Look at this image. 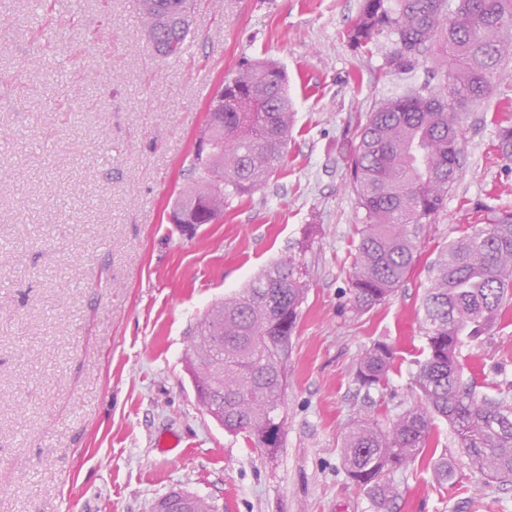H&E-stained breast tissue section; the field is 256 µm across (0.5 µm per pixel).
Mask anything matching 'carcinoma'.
I'll list each match as a JSON object with an SVG mask.
<instances>
[{"label":"carcinoma","mask_w":512,"mask_h":512,"mask_svg":"<svg viewBox=\"0 0 512 512\" xmlns=\"http://www.w3.org/2000/svg\"><path fill=\"white\" fill-rule=\"evenodd\" d=\"M185 0H139L148 47L182 53L190 33ZM384 36L395 45L387 68L408 75L432 62L437 84L409 85L376 103L349 156V186L362 212L351 310L386 301L415 266L418 229L440 212L460 171L462 111L483 103L512 58V0H363L348 40L363 47ZM294 110L284 70L255 60L224 79V128L208 122L200 140L228 148L203 161L193 154L192 186L178 197L193 219L211 224L224 206L251 194L283 166ZM496 149L512 161V115L496 120ZM480 229L455 238L431 262L424 299V359L412 388L417 401L383 428L362 418L344 441L348 477L380 506L397 497L391 475L429 447L434 418L448 421L470 468L488 481H512V396L488 397L463 379L468 341L486 336L512 307V211H492ZM294 256L266 267L242 292L209 310L192 329L190 373L199 402L232 434L268 456L286 426L288 351L306 293ZM394 351L376 342L357 362L367 389L386 381Z\"/></svg>","instance_id":"cac0c4a2"}]
</instances>
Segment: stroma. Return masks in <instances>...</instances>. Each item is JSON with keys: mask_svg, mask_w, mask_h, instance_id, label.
Instances as JSON below:
<instances>
[{"mask_svg": "<svg viewBox=\"0 0 512 512\" xmlns=\"http://www.w3.org/2000/svg\"><path fill=\"white\" fill-rule=\"evenodd\" d=\"M362 0H195L181 56L148 51L135 0H0V512H152L178 488L216 512H380L343 466L355 421L415 402L427 267L479 209L512 210L495 116L512 73L464 112L460 178L422 225L418 262L386 302L350 309L361 214L347 161L375 103L427 74L387 72L394 45L354 47ZM288 74L283 168L217 223L168 220L190 185L209 99L247 60ZM299 254L307 294L292 338L288 429L267 457L218 426L186 370L189 330L269 264ZM395 350L383 385L356 363ZM494 397L512 386V319L462 349ZM177 435L182 454H162ZM394 475L387 512H512V484L471 472L447 422ZM453 479H441L437 461ZM394 351L384 342H375L357 362L356 380L367 389L384 384L394 363Z\"/></svg>", "mask_w": 512, "mask_h": 512, "instance_id": "stroma-1", "label": "stroma"}]
</instances>
